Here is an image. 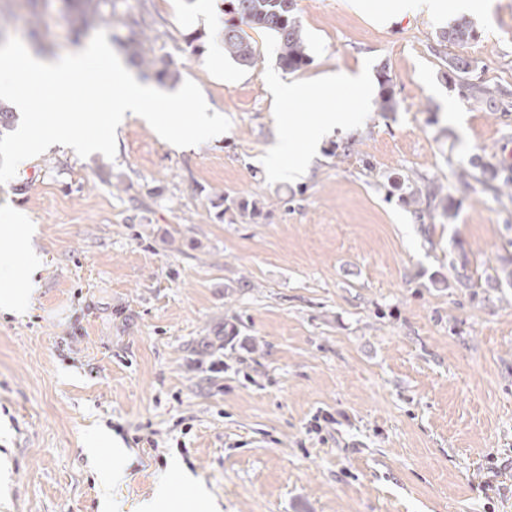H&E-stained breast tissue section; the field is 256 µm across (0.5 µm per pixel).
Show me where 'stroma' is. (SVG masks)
<instances>
[{
  "instance_id": "35a3bbf8",
  "label": "stroma",
  "mask_w": 512,
  "mask_h": 512,
  "mask_svg": "<svg viewBox=\"0 0 512 512\" xmlns=\"http://www.w3.org/2000/svg\"><path fill=\"white\" fill-rule=\"evenodd\" d=\"M196 0H102L108 39L130 17L147 56L193 80L231 127L189 148L141 117L117 151L52 145L0 184L44 256L25 314H0V512H100L98 466L121 468L112 512H132L173 463L222 512H512V202L455 190L454 223L420 225L392 177H438L480 155L512 170V112L460 95L445 56L512 91V0L473 16L478 36L436 55L445 18L389 24L351 0H297L311 65L281 68L243 26L256 67L217 56ZM10 35L32 16L48 56L76 51L63 0H0ZM387 64L400 101L377 109ZM363 72L368 99L292 104L356 124L323 142L300 180L266 177L280 136L273 80ZM254 200L257 221L218 215ZM467 266L476 285L439 288ZM128 450L88 456L98 428Z\"/></svg>"
}]
</instances>
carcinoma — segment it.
<instances>
[{"instance_id":"cac0c4a2","label":"carcinoma","mask_w":512,"mask_h":512,"mask_svg":"<svg viewBox=\"0 0 512 512\" xmlns=\"http://www.w3.org/2000/svg\"><path fill=\"white\" fill-rule=\"evenodd\" d=\"M64 2L66 7L74 13L73 24L76 34L80 35L103 22L99 9L101 0H64ZM224 14L267 32L273 39L276 59L283 69L296 72L312 62L308 40L297 16V0H224ZM472 31V22L461 17L452 25L441 29L437 35L438 45L441 47L449 44L463 46L473 40ZM121 46L159 82L178 81V73L170 70L168 65L160 66L156 59L146 57L141 40L133 36L128 37L121 42ZM221 47L224 49L225 57L241 66L253 68L259 61L255 46L241 34L234 23L224 25ZM448 70L458 78V89L463 95L493 104L505 95V92L496 84L470 81L469 75L474 68L472 61L464 56L448 57ZM378 83V111H398L400 103L396 98L392 79L384 65L378 71ZM454 176L457 183L465 188L470 187L471 182L474 181L480 184L482 190L489 193L494 200L500 202L506 198L512 201V176L502 178L498 172L488 170L478 156L470 158L467 165L457 166ZM392 187L404 191L405 196L402 200L413 207V213L422 225L425 224V217L432 216V212L439 206L442 207L441 216L444 219L451 222L456 217L457 202L452 195L450 185L433 178L421 177L412 184L407 178L396 181L392 183Z\"/></svg>"}]
</instances>
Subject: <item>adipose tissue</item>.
<instances>
[{"mask_svg":"<svg viewBox=\"0 0 512 512\" xmlns=\"http://www.w3.org/2000/svg\"><path fill=\"white\" fill-rule=\"evenodd\" d=\"M485 0H384L376 15L382 20H400L418 14L448 17L460 13L486 10ZM363 88L360 77L343 75L308 84L279 83L274 93L283 104L303 98H334L341 86ZM351 119L343 112H330L311 121L303 130L286 128L283 136L268 150L264 159L268 173L274 177H299L305 174L309 152L320 147L328 131L345 127ZM30 232L20 212L0 213V240L15 242L12 251L0 250V313H25L37 294V276L43 258L30 245Z\"/></svg>","mask_w":512,"mask_h":512,"instance_id":"ef3b65f1","label":"adipose tissue"}]
</instances>
